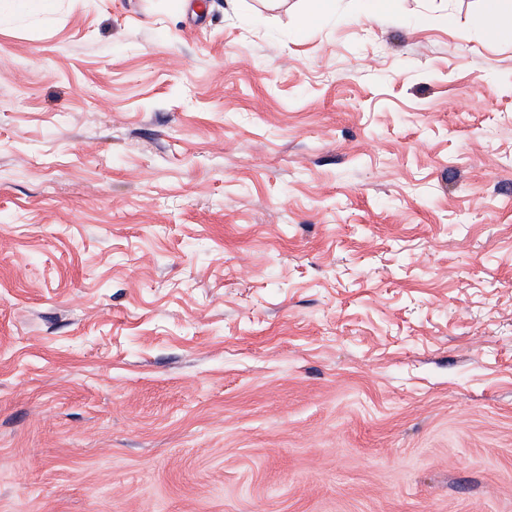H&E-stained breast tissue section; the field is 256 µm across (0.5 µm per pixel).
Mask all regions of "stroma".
<instances>
[{"mask_svg": "<svg viewBox=\"0 0 512 512\" xmlns=\"http://www.w3.org/2000/svg\"><path fill=\"white\" fill-rule=\"evenodd\" d=\"M391 2L0 17V512H512V45Z\"/></svg>", "mask_w": 512, "mask_h": 512, "instance_id": "35a3bbf8", "label": "stroma"}]
</instances>
